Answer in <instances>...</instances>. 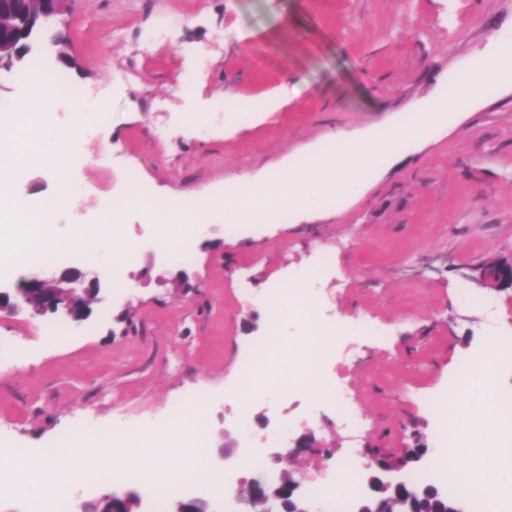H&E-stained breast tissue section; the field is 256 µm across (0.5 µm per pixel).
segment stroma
I'll list each match as a JSON object with an SVG mask.
<instances>
[{"instance_id": "obj_1", "label": "stroma", "mask_w": 512, "mask_h": 512, "mask_svg": "<svg viewBox=\"0 0 512 512\" xmlns=\"http://www.w3.org/2000/svg\"><path fill=\"white\" fill-rule=\"evenodd\" d=\"M67 24L79 70L62 69L47 43L34 59L108 115L67 176L79 193L53 236L99 223L103 201L123 202L138 180L155 204L195 201L203 229L191 258L176 261L154 221L128 210L138 258L121 281L102 277L87 320L51 337L59 317L0 314V443L43 448L115 422L161 430L195 392L206 398L210 456L235 458L247 434L265 454L292 449L289 468L306 486L351 448L363 463L421 446L436 454L448 410L433 401L491 337L512 336V290L466 278L512 255V78L420 130L412 116L505 47L512 0H75ZM276 90L281 107L254 111ZM191 111L203 125L186 122ZM380 125L400 127L402 143L358 192L339 198L325 184L322 208L233 230L205 224L235 180H262ZM0 172L32 204L59 185L33 166ZM316 252L333 262L315 270L309 303L316 324L339 335L316 383L347 386L368 426L354 434L333 404L315 416L304 395L274 393L241 432L243 403L224 397L241 379V349L270 331V285L294 283ZM362 322L378 338L359 335ZM307 432L314 447H296ZM129 491L144 512L173 503L139 482L76 493Z\"/></svg>"}]
</instances>
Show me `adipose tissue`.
Returning a JSON list of instances; mask_svg holds the SVG:
<instances>
[{
    "instance_id": "adipose-tissue-1",
    "label": "adipose tissue",
    "mask_w": 512,
    "mask_h": 512,
    "mask_svg": "<svg viewBox=\"0 0 512 512\" xmlns=\"http://www.w3.org/2000/svg\"><path fill=\"white\" fill-rule=\"evenodd\" d=\"M512 74V47L498 55L475 63L449 87L445 98L426 104L417 114L418 125H430L439 114L457 112L484 95L491 76ZM54 91L43 84L33 85L26 104L11 108L12 124L19 131L18 145L13 152L15 162H23L32 152H39V161L56 172L68 167L72 128L58 129L53 141H46L45 131L52 123L47 109ZM396 137L384 132L373 138L350 140L336 138L334 154L308 159L307 163L289 171L271 174L265 183L257 185L244 180L235 183L231 194L247 199L243 209L223 207L210 213V220L229 218L247 223L261 221L272 208L283 205L297 211H308L319 203L317 182L335 177L338 193L346 194L357 188L367 168L394 149ZM135 198L123 204L105 206L100 224L93 228L73 225L71 233L52 240L53 248L79 250L92 245L106 248L113 258H121L131 242L123 224L127 209L136 207ZM463 407V425L454 433L457 447L467 458L465 468L473 493L478 495L512 494V465L508 464L506 446L501 439L502 425L494 397L487 393L481 372H474L463 389H449L448 400ZM151 451L147 470L159 488H167L183 473L209 482L214 494L224 492V480L207 462V437L195 431L189 419L173 420L161 436L150 437ZM141 454L139 443L130 442L114 449L111 434L103 433L93 439H76L61 454L42 457L20 455L16 450H0V483L9 484L40 498L44 512H53L57 500L86 477L110 481L113 470L127 467Z\"/></svg>"
}]
</instances>
